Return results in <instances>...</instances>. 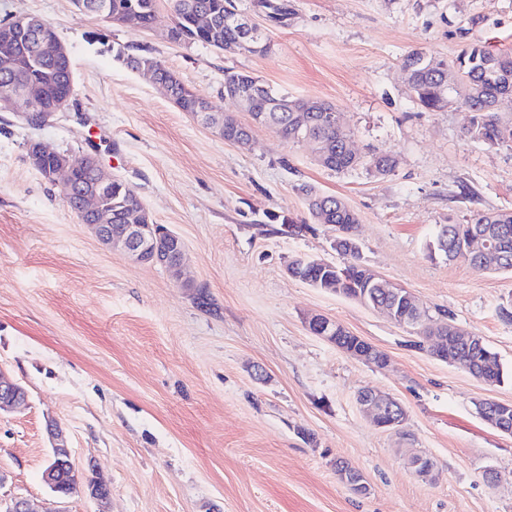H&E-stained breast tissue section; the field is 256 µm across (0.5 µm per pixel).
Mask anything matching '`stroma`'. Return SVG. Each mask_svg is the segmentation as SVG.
Instances as JSON below:
<instances>
[{
    "mask_svg": "<svg viewBox=\"0 0 512 512\" xmlns=\"http://www.w3.org/2000/svg\"><path fill=\"white\" fill-rule=\"evenodd\" d=\"M287 2L286 25L254 17L267 51L230 56L171 41L169 0L146 29L80 14L72 0H0V23L29 15L54 26L76 86L42 127L21 119V104L0 108V371L28 394L0 415V500L97 512L85 485L97 475L108 512H512V436L475 407L512 403V319L500 313L512 274L428 255L439 225L512 210V148L465 137L467 112L413 105L401 78L411 51L446 60L467 45L512 51V0ZM113 43L147 50L215 111L251 125L252 148L225 142L113 61ZM228 68L335 105L356 148L394 155V171L330 172L309 145L252 126L224 97ZM31 140L97 155L133 188L153 222L183 240L189 287L102 245L31 166ZM304 184L357 212L366 265L484 336L504 382L486 385L384 314L289 277L294 257L340 260L331 227L311 221ZM316 314L389 365L312 334ZM365 389L399 401L400 430L364 416ZM52 421L80 479L63 499L41 479ZM412 448L433 461L436 480L410 468ZM340 462L363 474L366 493L340 481Z\"/></svg>",
    "mask_w": 512,
    "mask_h": 512,
    "instance_id": "1",
    "label": "stroma"
}]
</instances>
